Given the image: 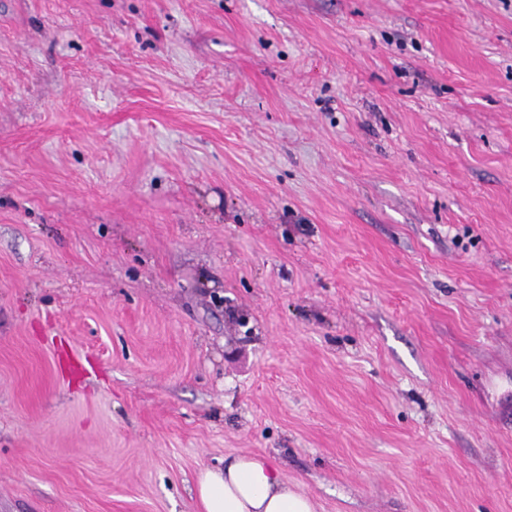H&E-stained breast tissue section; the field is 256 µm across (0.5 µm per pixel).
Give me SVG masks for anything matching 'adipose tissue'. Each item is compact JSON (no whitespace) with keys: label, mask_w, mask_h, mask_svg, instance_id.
Listing matches in <instances>:
<instances>
[{"label":"adipose tissue","mask_w":512,"mask_h":512,"mask_svg":"<svg viewBox=\"0 0 512 512\" xmlns=\"http://www.w3.org/2000/svg\"><path fill=\"white\" fill-rule=\"evenodd\" d=\"M196 491L204 512H316L313 501L261 456H237L223 469L200 471Z\"/></svg>","instance_id":"adipose-tissue-1"}]
</instances>
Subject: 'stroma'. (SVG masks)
<instances>
[{"instance_id": "35a3bbf8", "label": "stroma", "mask_w": 512, "mask_h": 512, "mask_svg": "<svg viewBox=\"0 0 512 512\" xmlns=\"http://www.w3.org/2000/svg\"><path fill=\"white\" fill-rule=\"evenodd\" d=\"M512 512V0H0V512ZM196 491L205 512H316L313 501L261 456H236L224 470L200 471Z\"/></svg>"}]
</instances>
